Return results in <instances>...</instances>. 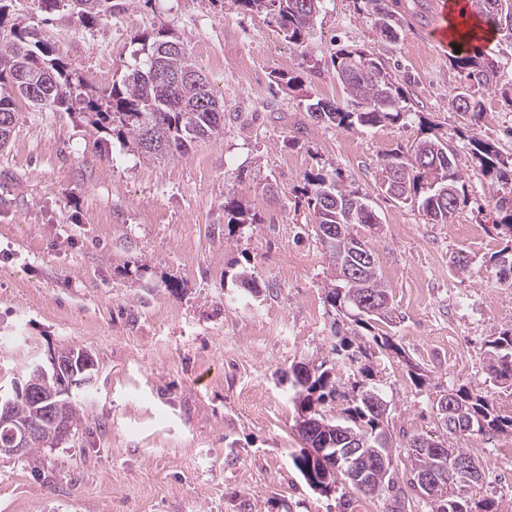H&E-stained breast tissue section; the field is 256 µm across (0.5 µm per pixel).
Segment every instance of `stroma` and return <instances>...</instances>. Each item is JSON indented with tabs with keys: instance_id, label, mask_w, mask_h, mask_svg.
<instances>
[{
	"instance_id": "obj_1",
	"label": "stroma",
	"mask_w": 512,
	"mask_h": 512,
	"mask_svg": "<svg viewBox=\"0 0 512 512\" xmlns=\"http://www.w3.org/2000/svg\"><path fill=\"white\" fill-rule=\"evenodd\" d=\"M432 2L405 0L390 44L354 0H323L303 50L225 0H129L92 27L67 9L45 15L39 0H7V23L54 45L102 91L137 66L138 36L171 29L223 98L224 133L155 159L78 112L18 103L0 150V385L68 349L90 352L97 377L78 399L83 424L70 440L0 458V512H385L384 498L342 481L312 489L293 463L304 442L291 366L328 364L338 411L358 379L330 352L356 326L325 299L330 268L304 193L306 175L322 169L378 215L352 232L395 307L378 329L405 351L398 358L363 340L393 444L440 436L434 401L462 385L488 391L497 414L512 417V384L482 372L487 342L512 328V288L499 286L495 266L512 233L467 138L476 132L512 155V104L501 94L512 86V40L482 46L497 68L495 86L478 91L482 116L455 111L448 100L464 78L425 38ZM343 48L385 59L407 92L403 122L347 129L307 112V100L343 98L330 61ZM288 72L303 90L283 89ZM432 135L454 147L464 181L446 224L382 188L383 156ZM231 200L253 223H230ZM244 269L258 294L237 282ZM462 295L469 307L458 306ZM457 444L484 465L481 497L512 512V432Z\"/></svg>"
}]
</instances>
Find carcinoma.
I'll use <instances>...</instances> for the list:
<instances>
[{
	"mask_svg": "<svg viewBox=\"0 0 512 512\" xmlns=\"http://www.w3.org/2000/svg\"><path fill=\"white\" fill-rule=\"evenodd\" d=\"M231 6L249 12L262 13L269 23L288 42L302 47L322 8V0H230ZM358 10L370 23L381 40L394 42L399 37L400 15L385 0H357ZM478 16L500 35H512V0H475ZM123 0H112L111 12L88 11L78 16L80 23L94 26L120 9ZM6 6L0 4V61L9 60L12 66L0 68V148L10 140L16 122V98L24 99L41 110L78 111L91 125L112 134L132 140L141 151L162 158L184 156L197 140L217 138L224 133V105L213 95L205 81L193 93L183 94L173 78L197 66L191 53L179 37L166 29H159L139 39L141 65L120 80L110 90L97 92L85 85L79 76L59 56L56 48L33 39L25 27L4 26ZM450 63L464 78L479 85L495 83L496 67L479 48L462 49L450 55ZM336 80L343 87L344 97L339 102L319 100L308 106L311 114L326 112V121L343 127H374L397 124L406 116L407 97L397 79L389 71L385 59L369 50L341 49L332 58ZM463 100L470 101L472 112H483L476 92L465 85L449 99L457 110ZM426 142L436 147L425 161L417 157L416 147L403 151L396 149L383 158V169L395 168L400 173L403 189L401 202H414L435 224H446L454 216L461 193L462 176L455 152L439 138ZM473 151L479 161L482 175L493 190L492 202L503 214L501 225L512 230V159L505 158L495 146L472 139ZM310 194L309 205L316 218V233L323 234V226L337 229L336 243L325 248L331 265V278L326 284V300L335 309L351 311L353 321L360 328L370 330L380 317L363 313L351 302V297L369 289L383 288L385 284L376 262H362V257H373L365 244L351 232L354 224H375L376 214L359 196L338 180L335 171H322L306 178ZM482 369L488 377L512 381V331L503 332L487 344ZM365 377L353 405L346 408V420L338 422L323 418L321 406L336 397V382L325 364L292 367L295 387L294 400L303 410L324 421L328 429L320 435L330 437L326 456L320 458L305 452L294 458V464L308 485L325 491L330 481L326 478L328 466H336L331 456L336 454L337 440L332 428L342 427L360 436L368 447L379 449L384 460L376 462L372 472L373 491L391 492L388 512H448V501H438L425 495L420 477L435 470L438 464L435 447L416 446L414 435L404 445L411 463L406 484L417 492V500L409 499L398 487V477L392 466L393 448L389 446L386 431L382 429L383 416L367 403L366 392L384 398L381 388L371 382L370 369L358 366ZM41 382L44 401L38 403L28 394L29 385ZM55 387L53 378L40 380L34 369L27 370L14 380L9 393L15 401L14 421L27 424L42 416L52 407L49 401ZM455 408L448 414L447 432L477 430L497 433L512 426V418L494 413L489 396L464 386L451 390ZM57 441L54 430L46 425L28 441L25 457Z\"/></svg>",
	"mask_w": 512,
	"mask_h": 512,
	"instance_id": "obj_1",
	"label": "carcinoma"
}]
</instances>
